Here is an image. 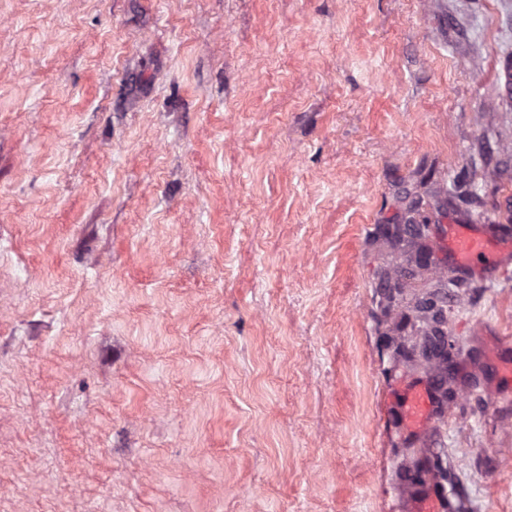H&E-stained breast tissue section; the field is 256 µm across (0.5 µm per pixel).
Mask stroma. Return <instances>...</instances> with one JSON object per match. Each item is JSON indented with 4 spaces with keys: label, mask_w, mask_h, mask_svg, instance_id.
<instances>
[{
    "label": "stroma",
    "mask_w": 512,
    "mask_h": 512,
    "mask_svg": "<svg viewBox=\"0 0 512 512\" xmlns=\"http://www.w3.org/2000/svg\"><path fill=\"white\" fill-rule=\"evenodd\" d=\"M512 0H0V512H403L441 448L512 512V271L461 272L456 395L376 238L512 236ZM429 396L421 389H413L410 396L400 406V412L411 431L416 435L429 432L433 422L430 413Z\"/></svg>",
    "instance_id": "35a3bbf8"
}]
</instances>
